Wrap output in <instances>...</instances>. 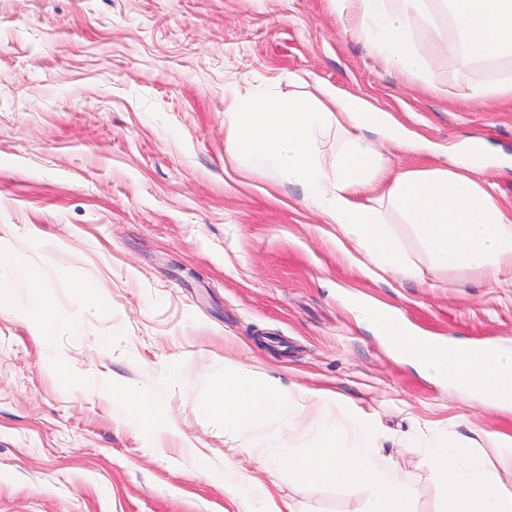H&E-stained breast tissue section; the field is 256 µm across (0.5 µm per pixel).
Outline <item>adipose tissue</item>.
<instances>
[{"label": "adipose tissue", "mask_w": 512, "mask_h": 512, "mask_svg": "<svg viewBox=\"0 0 512 512\" xmlns=\"http://www.w3.org/2000/svg\"><path fill=\"white\" fill-rule=\"evenodd\" d=\"M339 16L353 21L387 64L401 73L428 76L410 32L412 16L432 4L458 31L464 55L495 59L512 55V0H334ZM238 157L273 179L299 184L308 204L355 241L367 260L385 272L413 279L417 268L393 238L387 214L409 225L436 262L477 270L512 266V214L498 204L490 184L458 171L453 155L423 168L387 177L377 142L408 150L410 141L390 120L358 97H338L333 107L291 97H252L226 113ZM339 140L336 162L319 159L328 133ZM0 310L19 314L38 339L51 336L57 315L44 273L0 252ZM420 365L449 381L466 380L490 405L512 408V346L479 355L455 343L420 340ZM446 491L448 512H512V448L500 470L460 441L429 451Z\"/></svg>", "instance_id": "obj_1"}]
</instances>
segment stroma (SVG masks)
Instances as JSON below:
<instances>
[{"label": "stroma", "mask_w": 512, "mask_h": 512, "mask_svg": "<svg viewBox=\"0 0 512 512\" xmlns=\"http://www.w3.org/2000/svg\"><path fill=\"white\" fill-rule=\"evenodd\" d=\"M412 26L432 79L390 69L331 0H0V250L71 316L39 341L0 312V512H244L228 467L300 512H361L358 486L267 482L247 453L260 435L203 416L194 382L227 359L288 389L294 447L371 425L418 512L444 506L428 447L466 438L497 460L512 410L391 354L356 304L426 336L512 341V276L437 267L405 224L419 277L379 271L300 185L237 160L224 125L247 97H360L425 146H381L389 170L436 148L467 164L481 140L476 175L512 212V97L471 95L512 56L463 57L441 16ZM81 283L103 311L80 309ZM126 390L160 394L168 420L125 423Z\"/></svg>", "instance_id": "stroma-1"}]
</instances>
